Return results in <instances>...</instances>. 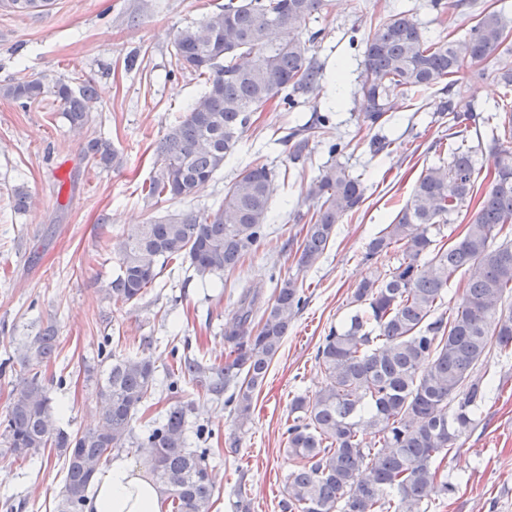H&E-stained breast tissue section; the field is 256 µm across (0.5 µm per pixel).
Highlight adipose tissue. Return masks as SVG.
<instances>
[{
	"mask_svg": "<svg viewBox=\"0 0 512 512\" xmlns=\"http://www.w3.org/2000/svg\"><path fill=\"white\" fill-rule=\"evenodd\" d=\"M162 499L153 474L120 456L97 476L89 507L91 512H161Z\"/></svg>",
	"mask_w": 512,
	"mask_h": 512,
	"instance_id": "obj_1",
	"label": "adipose tissue"
}]
</instances>
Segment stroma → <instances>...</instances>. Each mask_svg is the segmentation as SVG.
Here are the masks:
<instances>
[{
  "label": "stroma",
  "mask_w": 512,
  "mask_h": 512,
  "mask_svg": "<svg viewBox=\"0 0 512 512\" xmlns=\"http://www.w3.org/2000/svg\"><path fill=\"white\" fill-rule=\"evenodd\" d=\"M224 0H52L48 11L20 14L0 6V86L45 76L71 86L91 81L89 125L71 128L54 96L29 106L0 98V420L23 378L27 338L47 324L58 329V357L43 374L60 426L79 434L96 422L97 383L109 356L150 358L156 386L133 420L135 433L169 405L165 374L172 350L207 367L224 364V328L246 289L269 299L278 279L295 273L304 233L305 191L329 161L326 143L312 141L293 158L287 136L294 126L326 115L330 136L344 141L341 161L365 187V200L339 224L323 257L303 275L304 307L292 320L262 387L250 422L238 427L231 405L199 382L183 380L179 399L189 404L194 445L210 451L215 485L212 512H283L285 479L293 463L283 451L289 404L325 384L315 359L330 326L348 313L359 283L396 263L395 251L362 263L368 241L409 200L423 169L437 164L434 143L446 127L434 110L445 90L399 101L378 130L360 127L358 90L364 38L371 24L406 12L434 37L451 30L461 39L474 13L437 17L429 0H326L308 28L318 35L313 54L324 68L319 92L294 111L269 105L257 113L236 152L193 198L153 201L141 186L155 171L156 148L201 94L196 76L175 70L177 30L222 10ZM389 143L374 152L373 136ZM109 140L119 163L101 168L83 157L89 139ZM272 168L267 237L224 278L197 277L173 263L138 301L116 303L105 285L117 260L105 248L133 224L169 213L217 209L224 191L254 161ZM28 190L27 211L14 208L17 188ZM481 372L493 388L478 423L441 469L453 486L428 512H512V352L492 351ZM65 456L51 449L21 463L0 442V512H57Z\"/></svg>",
  "instance_id": "1"
}]
</instances>
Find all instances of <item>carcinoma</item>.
<instances>
[{
    "instance_id": "1",
    "label": "carcinoma",
    "mask_w": 512,
    "mask_h": 512,
    "mask_svg": "<svg viewBox=\"0 0 512 512\" xmlns=\"http://www.w3.org/2000/svg\"><path fill=\"white\" fill-rule=\"evenodd\" d=\"M323 7L324 0H227L223 10L176 33L175 66L203 79L204 91L157 148V170L143 187L146 198L194 197L236 150L254 113L276 100L292 107L297 96L320 87L323 68L311 54L318 33L308 32L307 24ZM508 37L503 14L485 8L462 40L428 37L402 13L376 24L365 39L362 125L382 126L393 100L443 84L448 100L437 114L448 120V161L421 173L411 200L365 247L363 262L393 247L397 264L362 281L349 317L323 337L316 359L325 386L291 400L284 451L297 465L286 478L284 512H427L423 504L452 491L440 465L474 429L488 397L478 367L492 348H512V105L486 116L460 106L458 76H486L482 64ZM49 93L63 103L71 126L89 123V81L76 90L44 77L0 86L1 97L23 106ZM327 123L322 118L298 126L294 146H306ZM472 132L496 159L481 193L467 145ZM83 152L97 166L118 162L101 138L88 140ZM272 179L273 171L256 162L235 178L215 212L190 210L134 225L119 237L118 270L104 288L106 297L138 300L176 259L188 260L202 279L235 269L266 236ZM365 191L362 180L338 162L311 180L305 200L313 212L298 273L277 281L262 310L258 294L243 291L224 331V367L210 371L187 359L167 384L170 393L181 379L202 381L217 396L230 392L227 403L238 426L250 421L255 392L305 302L299 274L323 256L336 225L359 207ZM464 207L472 213L458 237L448 244L434 238ZM459 272L467 277L464 294L445 314L440 307ZM57 341V328L49 324L26 346L24 378L0 421V435L21 461L47 448L62 451L66 474L58 512H84L103 461L139 441L150 450L170 512H211L208 449L188 447L187 409L180 401L148 424L142 439L133 435L134 416L155 384L151 360H113L98 384L104 408L97 424L72 436L58 427L41 383Z\"/></svg>"
}]
</instances>
